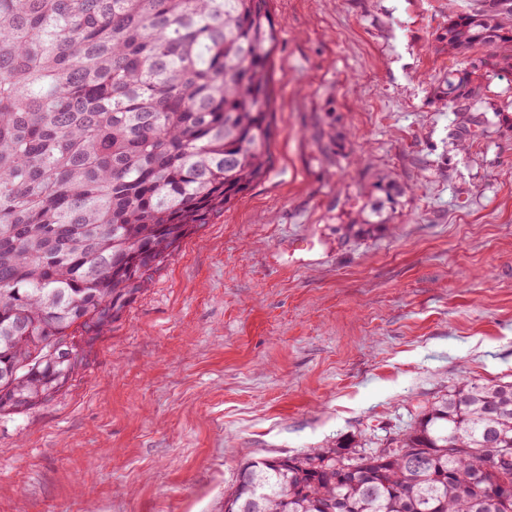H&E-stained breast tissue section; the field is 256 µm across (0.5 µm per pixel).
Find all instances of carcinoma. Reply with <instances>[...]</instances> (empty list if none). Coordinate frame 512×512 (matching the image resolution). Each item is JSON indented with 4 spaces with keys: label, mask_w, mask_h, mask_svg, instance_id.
<instances>
[{
    "label": "carcinoma",
    "mask_w": 512,
    "mask_h": 512,
    "mask_svg": "<svg viewBox=\"0 0 512 512\" xmlns=\"http://www.w3.org/2000/svg\"><path fill=\"white\" fill-rule=\"evenodd\" d=\"M448 16L458 136L504 113L512 0ZM267 0H0V416L52 400L76 363L53 337L103 336L150 271L268 172ZM512 382L465 378L375 448L252 461L224 512H512ZM486 102L493 107L502 108L510 118H512V78L511 80H494L490 83L485 92Z\"/></svg>",
    "instance_id": "1"
}]
</instances>
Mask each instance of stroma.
<instances>
[{
    "label": "stroma",
    "instance_id": "1",
    "mask_svg": "<svg viewBox=\"0 0 512 512\" xmlns=\"http://www.w3.org/2000/svg\"><path fill=\"white\" fill-rule=\"evenodd\" d=\"M469 5L269 0L266 176L62 393L0 418V512H220L249 461L373 447L463 378L512 380V124L459 143L438 40Z\"/></svg>",
    "mask_w": 512,
    "mask_h": 512
}]
</instances>
